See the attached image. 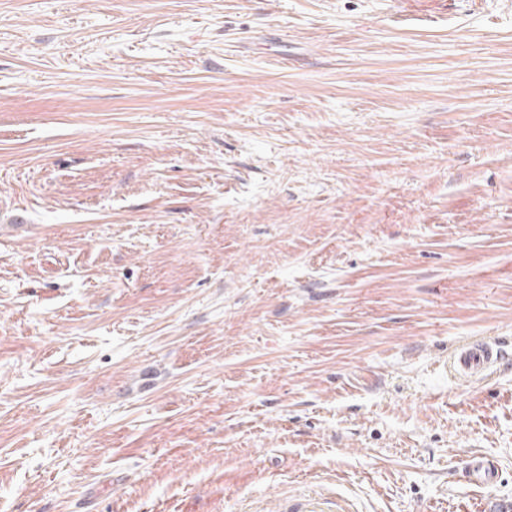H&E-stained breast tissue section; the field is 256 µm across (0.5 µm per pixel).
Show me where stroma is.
<instances>
[{
	"label": "stroma",
	"instance_id": "stroma-1",
	"mask_svg": "<svg viewBox=\"0 0 512 512\" xmlns=\"http://www.w3.org/2000/svg\"><path fill=\"white\" fill-rule=\"evenodd\" d=\"M489 339L512 0H0V512H512ZM502 358L496 344L478 340L456 349L453 366L460 378L471 379L486 375Z\"/></svg>",
	"mask_w": 512,
	"mask_h": 512
}]
</instances>
